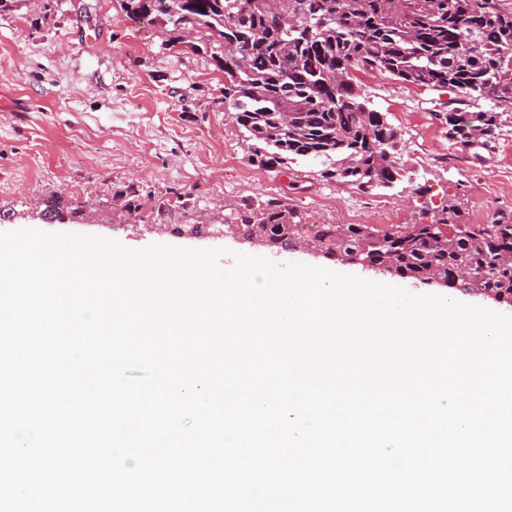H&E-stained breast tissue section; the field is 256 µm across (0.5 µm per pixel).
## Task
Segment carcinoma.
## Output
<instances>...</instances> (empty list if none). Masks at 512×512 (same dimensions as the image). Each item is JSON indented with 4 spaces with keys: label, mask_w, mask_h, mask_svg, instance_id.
Masks as SVG:
<instances>
[{
    "label": "carcinoma",
    "mask_w": 512,
    "mask_h": 512,
    "mask_svg": "<svg viewBox=\"0 0 512 512\" xmlns=\"http://www.w3.org/2000/svg\"><path fill=\"white\" fill-rule=\"evenodd\" d=\"M130 20L146 19L173 46L185 33L211 53L224 72L222 100L253 145L250 159L286 173L297 158L320 162L326 180L371 191L402 180L401 133L368 106L356 70H379L426 91L456 94L443 113L448 139L494 134L500 113L512 109V8L503 0H288L282 18L272 0H119ZM346 81L336 83V71ZM489 98L494 108L470 112ZM121 208L159 218L171 200L153 203L130 183L115 192ZM86 202L59 191L43 202L49 220L86 222ZM445 201L431 221L405 233L393 225L320 224L312 238L327 242L325 258L387 269L424 285L459 288L512 305V221L477 228L459 221ZM300 213L271 197L247 205L242 233L268 248L294 240Z\"/></svg>",
    "instance_id": "cac0c4a2"
}]
</instances>
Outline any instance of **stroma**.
<instances>
[{"instance_id":"1","label":"stroma","mask_w":512,"mask_h":512,"mask_svg":"<svg viewBox=\"0 0 512 512\" xmlns=\"http://www.w3.org/2000/svg\"><path fill=\"white\" fill-rule=\"evenodd\" d=\"M95 4L85 13L87 4ZM372 107L402 133L412 172L389 188L364 193L319 176L300 159L288 174L249 159L240 129L217 100L224 74L189 46L167 48L155 25L125 17L117 0H53L0 16V211L56 191L111 202L133 183L152 198L190 195L197 210L235 223L242 203L284 199L302 215L306 237L320 224L381 227L424 222L444 197L465 223L512 219V111L494 137L449 139L436 114L438 95L376 70L358 74ZM97 235L129 248L168 244L241 250L214 234L182 238L147 232L137 219L111 224L47 223L18 217L9 230Z\"/></svg>"}]
</instances>
